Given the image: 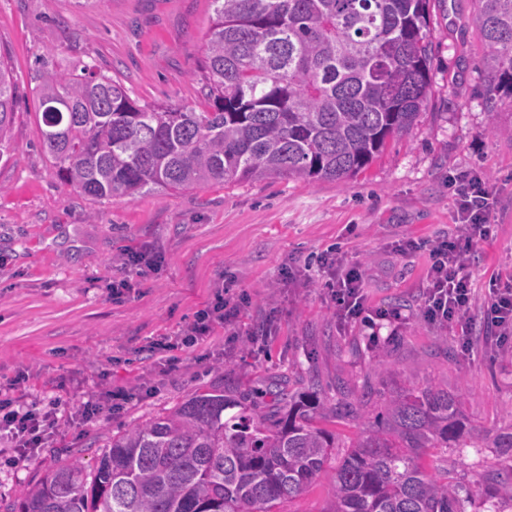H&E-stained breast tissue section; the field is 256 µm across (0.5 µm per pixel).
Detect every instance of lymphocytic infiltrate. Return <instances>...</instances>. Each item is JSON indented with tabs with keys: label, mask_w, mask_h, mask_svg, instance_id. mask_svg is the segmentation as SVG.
Instances as JSON below:
<instances>
[{
	"label": "lymphocytic infiltrate",
	"mask_w": 512,
	"mask_h": 512,
	"mask_svg": "<svg viewBox=\"0 0 512 512\" xmlns=\"http://www.w3.org/2000/svg\"><path fill=\"white\" fill-rule=\"evenodd\" d=\"M448 187L455 199V229L430 245V267L420 292L419 311L427 322L448 328L465 341L472 334L473 311L480 304L471 287L469 254L474 245L491 238L488 217L497 205V198L488 180L476 175L450 179ZM320 263L327 275L325 286L340 320L361 322L376 333L384 327L398 330L400 312L367 306L361 263L348 261L333 251L321 255ZM244 305V299L215 293L209 305L198 311L186 328L151 341L149 348L165 353L166 367L174 368L179 361V351L205 343L216 328H223L227 336L238 337V322ZM480 305L484 307L487 334L504 342L511 340L512 278L493 283ZM24 383V377L20 376L8 389L0 391V437L14 444L11 454L0 458V465L6 467L38 457L61 426H83L102 420L121 409L131 397L127 391L106 389L63 418L59 415V400L42 406L17 397L16 392Z\"/></svg>",
	"instance_id": "lymphocytic-infiltrate-1"
}]
</instances>
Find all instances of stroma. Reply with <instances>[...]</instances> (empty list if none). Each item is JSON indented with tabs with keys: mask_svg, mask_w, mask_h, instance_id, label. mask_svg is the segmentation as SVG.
Instances as JSON below:
<instances>
[{
	"mask_svg": "<svg viewBox=\"0 0 512 512\" xmlns=\"http://www.w3.org/2000/svg\"><path fill=\"white\" fill-rule=\"evenodd\" d=\"M480 0L434 6L427 103L411 130L391 140L364 171L343 181L283 176L216 182L133 199H94L64 181L41 148L35 71L95 62L132 98L152 106L205 108L198 70L213 21L211 0H0V60L13 72L19 109L7 161L0 162V386L25 374V401L77 405L101 389L151 387L104 420L64 427L35 459L0 470V508L67 454L94 467L101 448L127 427L166 414L197 391L241 392L281 381L306 392L337 382L371 405L397 386L446 382L466 388L465 414L490 429L512 409V343L491 347L476 328L470 351L419 314L428 257L397 252L398 241L453 230L449 175H487L498 204L491 240L469 268L477 300L491 278L512 274V91L487 100ZM159 253V269L122 301L107 286L129 249ZM335 249L364 268L367 299L406 320L394 340L340 321L317 259ZM250 305L228 346L223 331L155 370L143 350L190 322L214 289ZM261 350L248 339L263 320Z\"/></svg>",
	"mask_w": 512,
	"mask_h": 512,
	"instance_id": "stroma-1",
	"label": "stroma"
}]
</instances>
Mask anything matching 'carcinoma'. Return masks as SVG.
Masks as SVG:
<instances>
[{
  "label": "carcinoma",
  "mask_w": 512,
  "mask_h": 512,
  "mask_svg": "<svg viewBox=\"0 0 512 512\" xmlns=\"http://www.w3.org/2000/svg\"><path fill=\"white\" fill-rule=\"evenodd\" d=\"M431 0H212L200 78L205 110L141 105L81 62L41 67V147L60 176L95 199L283 175L338 181L408 132L430 87ZM488 98L512 87V0H483ZM19 97L0 61V158ZM466 388L400 387L371 409L356 390L333 400L265 387L198 392L112 436L94 469L69 458L25 487L7 512H283L324 476L323 512H506L512 465L465 481L427 465L430 448H493L512 461V421L481 430ZM237 409L229 417L224 411ZM357 423L340 447L325 425Z\"/></svg>",
  "instance_id": "1"
}]
</instances>
